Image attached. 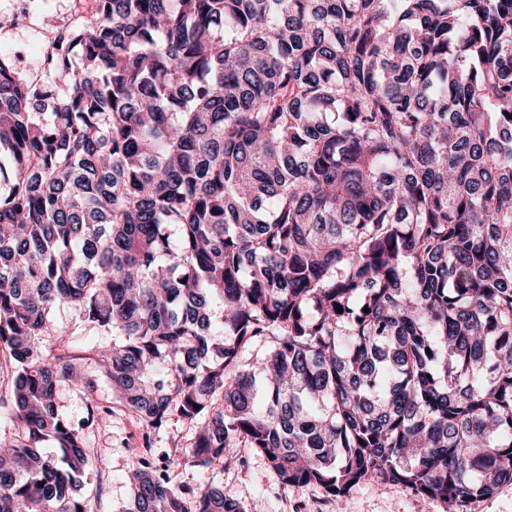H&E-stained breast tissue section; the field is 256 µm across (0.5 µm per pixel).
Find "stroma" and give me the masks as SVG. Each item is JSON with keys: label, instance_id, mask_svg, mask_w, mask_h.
<instances>
[{"label": "stroma", "instance_id": "stroma-1", "mask_svg": "<svg viewBox=\"0 0 512 512\" xmlns=\"http://www.w3.org/2000/svg\"><path fill=\"white\" fill-rule=\"evenodd\" d=\"M92 0H0V53L17 58L16 69L28 79L41 71L44 22L55 19L59 24L72 23L78 6H91ZM55 333L41 340L42 347L54 354L81 353L91 345L114 344V337L88 327L71 307L53 310ZM82 370L92 380L98 398L111 404L112 415L98 427L87 429L85 438L91 467L82 494L90 512H130L133 489L127 479L131 449L141 447L144 437H151L158 465L169 468L173 485L223 488L225 495L236 499L245 512H446L438 499L414 493L411 489L370 480L353 487L342 502L331 500L321 489L283 487L265 457L249 448L235 449L231 465L197 467L188 463L169 465L171 457L187 454L194 441L192 426L178 416L153 435H146L143 423L129 409L116 405L112 381L107 370L96 360L88 359Z\"/></svg>", "mask_w": 512, "mask_h": 512}]
</instances>
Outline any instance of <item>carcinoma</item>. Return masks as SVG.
I'll use <instances>...</instances> for the list:
<instances>
[{"instance_id":"cac0c4a2","label":"carcinoma","mask_w":512,"mask_h":512,"mask_svg":"<svg viewBox=\"0 0 512 512\" xmlns=\"http://www.w3.org/2000/svg\"><path fill=\"white\" fill-rule=\"evenodd\" d=\"M94 2L40 88L0 54V512H90L57 386L112 408L38 347L64 304L197 466L449 512L512 485V0ZM145 443L131 512H244ZM194 441L192 426L182 421L177 415H172L170 420L156 433L152 434V448L156 452V463L161 467L167 465L168 455L171 459L175 456L186 455ZM342 509L340 512H446L448 505L407 487L375 479L353 487L343 498Z\"/></svg>"}]
</instances>
